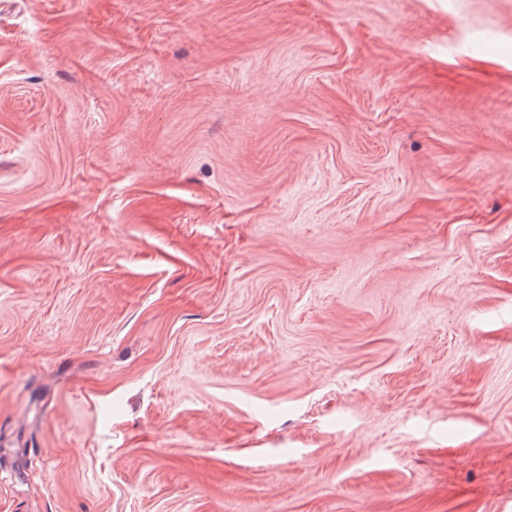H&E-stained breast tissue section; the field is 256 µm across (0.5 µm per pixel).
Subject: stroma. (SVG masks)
<instances>
[{
    "instance_id": "stroma-1",
    "label": "stroma",
    "mask_w": 512,
    "mask_h": 512,
    "mask_svg": "<svg viewBox=\"0 0 512 512\" xmlns=\"http://www.w3.org/2000/svg\"><path fill=\"white\" fill-rule=\"evenodd\" d=\"M0 512H512V0H0Z\"/></svg>"
}]
</instances>
